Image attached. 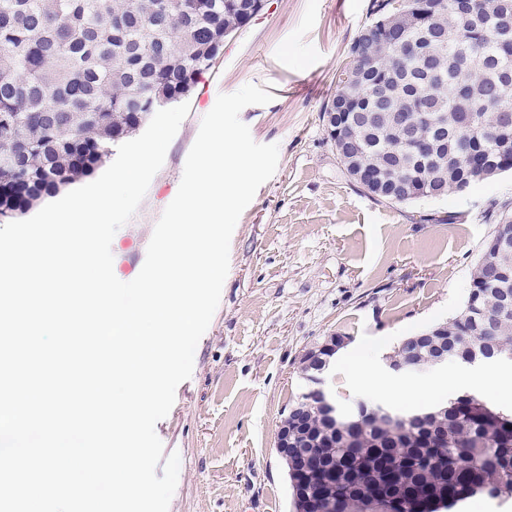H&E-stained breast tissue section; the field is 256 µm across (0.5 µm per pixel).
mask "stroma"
Wrapping results in <instances>:
<instances>
[{"label":"stroma","instance_id":"1","mask_svg":"<svg viewBox=\"0 0 512 512\" xmlns=\"http://www.w3.org/2000/svg\"><path fill=\"white\" fill-rule=\"evenodd\" d=\"M371 3L268 0L201 76L163 166L113 238L119 278L133 280L218 95L248 83L272 94L240 119L255 142L278 145L277 169L237 222L220 304L196 347L192 375L156 425L165 453L180 456L169 512H294L275 435L306 390L302 356L346 336L350 348L372 346L371 368L396 386L433 377L430 369L389 372L385 358L408 336L462 310L474 268L512 203L510 170L442 199L400 205L373 199L347 176L321 113L351 43L374 19ZM448 367L457 392L512 410L511 397L482 384L494 371L512 375V360ZM325 386L344 411L361 397L398 412L417 409L371 391L338 355Z\"/></svg>","mask_w":512,"mask_h":512}]
</instances>
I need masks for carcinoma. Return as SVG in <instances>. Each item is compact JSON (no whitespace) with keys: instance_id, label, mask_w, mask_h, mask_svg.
I'll return each instance as SVG.
<instances>
[{"instance_id":"carcinoma-1","label":"carcinoma","mask_w":512,"mask_h":512,"mask_svg":"<svg viewBox=\"0 0 512 512\" xmlns=\"http://www.w3.org/2000/svg\"><path fill=\"white\" fill-rule=\"evenodd\" d=\"M248 0H0V216L24 214L40 199L104 164L153 112L188 96L224 52V39L250 23ZM377 18L405 17L407 28L369 42L364 27L349 49L336 95L323 110L358 166L378 174L375 199L404 204L440 198L482 181L491 166L512 170V0H373ZM413 139L429 144L418 155ZM482 294L490 329L448 321V360L485 362L512 343V321L495 319L501 290ZM436 349L404 344L395 360L429 363ZM372 421L354 441L345 418L319 443L323 417L311 415L297 441L357 512H386L366 498L391 479L402 493L448 499L469 473L477 493L512 497V412L479 405L465 393L435 425L437 443L408 422ZM321 475L303 474L316 496Z\"/></svg>"}]
</instances>
